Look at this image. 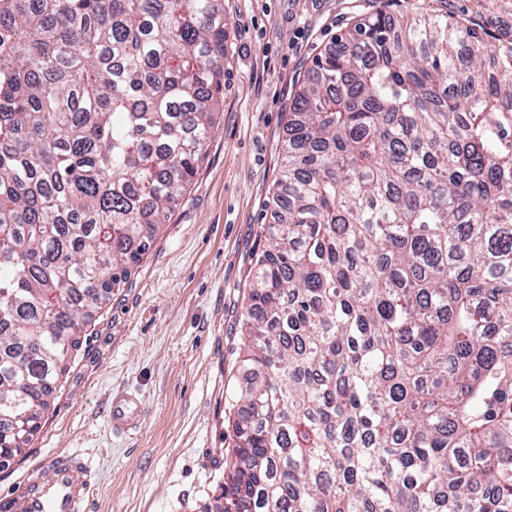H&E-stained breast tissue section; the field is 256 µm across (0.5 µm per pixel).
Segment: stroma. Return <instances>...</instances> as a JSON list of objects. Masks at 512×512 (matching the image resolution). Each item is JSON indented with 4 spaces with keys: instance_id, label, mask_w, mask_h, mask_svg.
Wrapping results in <instances>:
<instances>
[{
    "instance_id": "stroma-1",
    "label": "stroma",
    "mask_w": 512,
    "mask_h": 512,
    "mask_svg": "<svg viewBox=\"0 0 512 512\" xmlns=\"http://www.w3.org/2000/svg\"><path fill=\"white\" fill-rule=\"evenodd\" d=\"M379 0H224L220 120L194 181L130 277L87 327L41 428L8 467V493L48 453L97 472L89 512H218L232 450L231 396L244 381L240 316L272 221L288 107L314 58ZM395 13L474 20L512 42V0H392ZM143 402L140 429L113 434L109 401Z\"/></svg>"
}]
</instances>
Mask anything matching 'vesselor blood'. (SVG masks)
Masks as SVG:
<instances>
[{"instance_id": "1", "label": "vessel or blood", "mask_w": 512, "mask_h": 512, "mask_svg": "<svg viewBox=\"0 0 512 512\" xmlns=\"http://www.w3.org/2000/svg\"><path fill=\"white\" fill-rule=\"evenodd\" d=\"M141 421L140 399L114 393L109 411L113 432H133ZM40 466L48 470V478L36 475L18 482L11 493L0 497V512H87L96 473L86 456L55 451L44 456Z\"/></svg>"}]
</instances>
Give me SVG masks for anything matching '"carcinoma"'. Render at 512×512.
<instances>
[{
    "label": "carcinoma",
    "mask_w": 512,
    "mask_h": 512,
    "mask_svg": "<svg viewBox=\"0 0 512 512\" xmlns=\"http://www.w3.org/2000/svg\"><path fill=\"white\" fill-rule=\"evenodd\" d=\"M298 81L222 512H512V44L381 7ZM224 0H0V464L205 158Z\"/></svg>",
    "instance_id": "obj_1"
}]
</instances>
